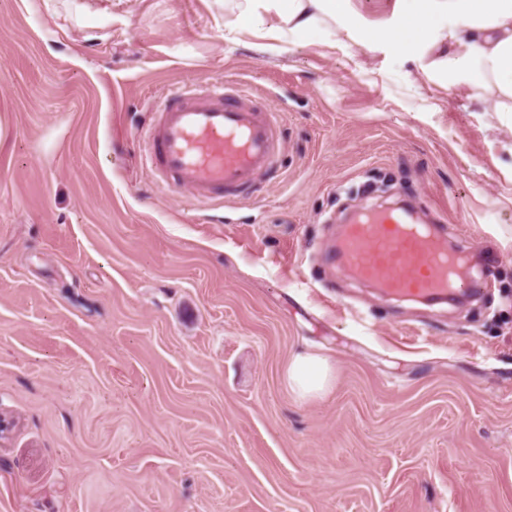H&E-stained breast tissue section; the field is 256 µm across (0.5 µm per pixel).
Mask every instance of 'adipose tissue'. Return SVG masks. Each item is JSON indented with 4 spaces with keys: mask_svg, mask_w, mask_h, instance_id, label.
<instances>
[{
    "mask_svg": "<svg viewBox=\"0 0 512 512\" xmlns=\"http://www.w3.org/2000/svg\"><path fill=\"white\" fill-rule=\"evenodd\" d=\"M337 0H264L249 6L253 27L265 24V12L275 11L290 31L305 34L336 16ZM398 18L382 31L353 27L350 38L365 47L387 41L407 45L444 42L448 55L442 65L449 85L468 87L476 98L493 93L494 110L502 125L512 129V0H397ZM332 379L330 360L313 353L293 354L282 380L302 399L322 395Z\"/></svg>",
    "mask_w": 512,
    "mask_h": 512,
    "instance_id": "1",
    "label": "adipose tissue"
}]
</instances>
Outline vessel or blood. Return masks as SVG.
<instances>
[{"instance_id":"1","label":"vessel or blood","mask_w":512,"mask_h":512,"mask_svg":"<svg viewBox=\"0 0 512 512\" xmlns=\"http://www.w3.org/2000/svg\"><path fill=\"white\" fill-rule=\"evenodd\" d=\"M283 117L225 77L182 84L149 109L144 125L146 167L155 179L189 189L196 202L251 198L260 178L278 171ZM359 280L394 299L446 300L457 288L479 289L468 258L450 250L438 227L395 206L359 209L336 254Z\"/></svg>"}]
</instances>
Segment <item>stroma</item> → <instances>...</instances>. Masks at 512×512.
<instances>
[{
    "label": "stroma",
    "instance_id": "stroma-1",
    "mask_svg": "<svg viewBox=\"0 0 512 512\" xmlns=\"http://www.w3.org/2000/svg\"><path fill=\"white\" fill-rule=\"evenodd\" d=\"M244 0H0V512H512V130L427 66ZM231 75L284 115L258 198L142 165L171 86ZM480 246L427 307L334 257L367 191ZM328 356L330 389L282 371ZM332 365L330 360L313 353H295L285 365L282 375L288 391L302 399L322 395L330 386Z\"/></svg>",
    "mask_w": 512,
    "mask_h": 512
}]
</instances>
